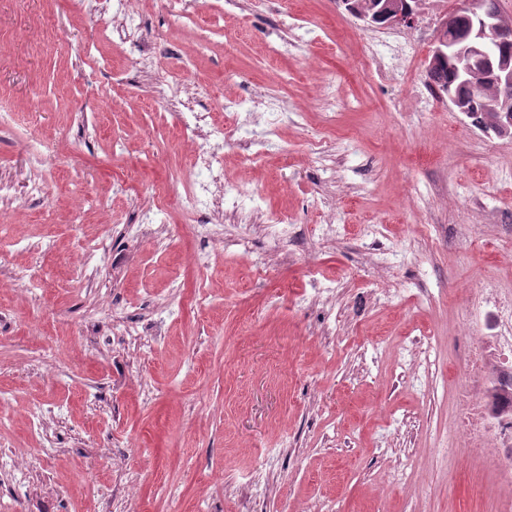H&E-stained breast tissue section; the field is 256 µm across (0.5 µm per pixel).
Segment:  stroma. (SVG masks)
Returning <instances> with one entry per match:
<instances>
[{
    "mask_svg": "<svg viewBox=\"0 0 512 512\" xmlns=\"http://www.w3.org/2000/svg\"><path fill=\"white\" fill-rule=\"evenodd\" d=\"M93 2L0 0V512H501L489 468L448 465L469 331L495 335L512 293V137L426 76L457 0H423L401 44L338 0H198L183 21L139 0L142 72ZM168 71L208 86L248 189L208 269L179 205L189 108L145 94ZM246 91L278 101L249 117L277 130L262 160L222 109ZM35 132L48 201L20 151ZM150 211L167 249L137 232ZM28 149L35 151L42 156L43 160V170L40 175L34 179L33 188L38 193H40L43 197L49 198L52 190V182H51V172L55 167V161L51 157V155L41 151L39 152L35 142L28 141L27 142Z\"/></svg>",
    "mask_w": 512,
    "mask_h": 512,
    "instance_id": "obj_1",
    "label": "stroma"
}]
</instances>
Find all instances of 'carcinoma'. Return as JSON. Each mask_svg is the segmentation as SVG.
I'll list each match as a JSON object with an SVG mask.
<instances>
[{"label":"carcinoma","instance_id":"carcinoma-1","mask_svg":"<svg viewBox=\"0 0 512 512\" xmlns=\"http://www.w3.org/2000/svg\"><path fill=\"white\" fill-rule=\"evenodd\" d=\"M388 2L381 0L370 7L368 0H342L345 10L355 17L364 12L372 14ZM466 28L467 19L454 12L448 17L442 36L448 43L457 44ZM504 58L512 60V41L491 52L490 59L472 65L460 52L451 51L444 57L430 58L427 76L440 94L454 100L459 109L473 114L477 128L495 135H511L512 120L507 119L502 109L504 90L492 71Z\"/></svg>","mask_w":512,"mask_h":512}]
</instances>
